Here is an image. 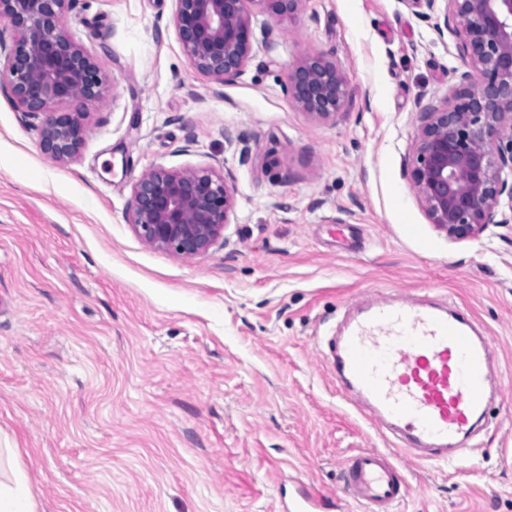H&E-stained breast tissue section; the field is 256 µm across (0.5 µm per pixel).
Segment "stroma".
Wrapping results in <instances>:
<instances>
[{
    "label": "stroma",
    "instance_id": "35a3bbf8",
    "mask_svg": "<svg viewBox=\"0 0 512 512\" xmlns=\"http://www.w3.org/2000/svg\"><path fill=\"white\" fill-rule=\"evenodd\" d=\"M175 0H77L64 18L104 80L72 161L0 85V480L37 512H281L339 494L350 456L394 441L321 359L362 297L461 307L500 381L473 452L400 457L396 512H512V198L476 238L432 224L410 182L424 112L468 67L409 0H302L254 12L252 56L220 84L185 55ZM309 51L347 78L312 119L282 90ZM224 171L235 207L208 253L144 243L134 183ZM334 504V497L316 491H309L290 504H288V500H285L283 502V512H322L333 508Z\"/></svg>",
    "mask_w": 512,
    "mask_h": 512
}]
</instances>
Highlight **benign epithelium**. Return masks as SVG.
Wrapping results in <instances>:
<instances>
[{
	"mask_svg": "<svg viewBox=\"0 0 512 512\" xmlns=\"http://www.w3.org/2000/svg\"><path fill=\"white\" fill-rule=\"evenodd\" d=\"M446 2L444 24L464 42L467 64L480 76L457 88L451 103L425 113L410 163L412 187L432 223L464 239L493 223L503 194L512 197V0H412L427 20ZM302 0H176L174 25L192 64L218 83L242 74L250 58L251 15L291 18ZM76 0H0L12 43L0 39V81L17 108L46 115L41 147L57 162L75 159L88 136L87 102L101 95L91 57L67 32L63 18ZM284 92L318 120L342 111L350 89L320 52H308L289 71ZM56 105L65 110L53 112ZM234 208L233 189L212 168L159 166L133 185L128 221L149 246L183 257L215 244Z\"/></svg>",
	"mask_w": 512,
	"mask_h": 512,
	"instance_id": "benign-epithelium-1",
	"label": "benign epithelium"
}]
</instances>
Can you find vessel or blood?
<instances>
[{
	"instance_id": "1",
	"label": "vessel or blood",
	"mask_w": 512,
	"mask_h": 512,
	"mask_svg": "<svg viewBox=\"0 0 512 512\" xmlns=\"http://www.w3.org/2000/svg\"><path fill=\"white\" fill-rule=\"evenodd\" d=\"M493 354L471 319L412 295L365 301L324 359L344 399L392 429L399 450L448 463L465 453L486 410ZM405 490L393 454L368 449L347 465L343 494L362 512H395ZM333 506V497L311 491L284 504L283 512Z\"/></svg>"
}]
</instances>
